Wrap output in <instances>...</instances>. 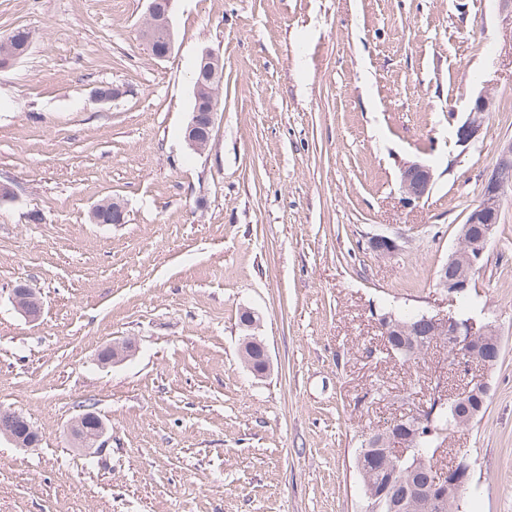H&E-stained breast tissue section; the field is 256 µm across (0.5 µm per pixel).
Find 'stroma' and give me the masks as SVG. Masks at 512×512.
<instances>
[{
	"label": "stroma",
	"mask_w": 512,
	"mask_h": 512,
	"mask_svg": "<svg viewBox=\"0 0 512 512\" xmlns=\"http://www.w3.org/2000/svg\"><path fill=\"white\" fill-rule=\"evenodd\" d=\"M148 0H0V512H361L362 434L436 384L488 387L448 432L470 465L461 512H512V194L466 295L436 285L458 229L512 140V16L498 0H174V49L140 39ZM224 63L212 144L183 138L204 50ZM119 88L99 102L96 88ZM493 97L479 142L455 131ZM434 174L407 200L401 169ZM117 199L122 224H96ZM376 234L401 248L380 257ZM28 284L38 321L13 307ZM495 318L486 367L437 343L391 356L376 309ZM269 368L241 361L243 311ZM129 339L136 353L101 364ZM384 400H376V387ZM109 426L94 456L68 428ZM89 423L92 424L95 429V442L91 444V447L103 448L107 441L105 439L107 435V427L100 416L96 412L91 411V409H87L85 413H81L74 421L70 429V439L72 444L76 447H86L88 442L83 438L81 429ZM0 414L2 419H10L12 421H16V426H14L13 429L3 428L1 431V436L3 435L19 448H31L37 445L39 439L37 432L24 418H22L20 414L7 411H1ZM26 432H29L30 435L26 440L23 441V434Z\"/></svg>",
	"instance_id": "stroma-1"
}]
</instances>
